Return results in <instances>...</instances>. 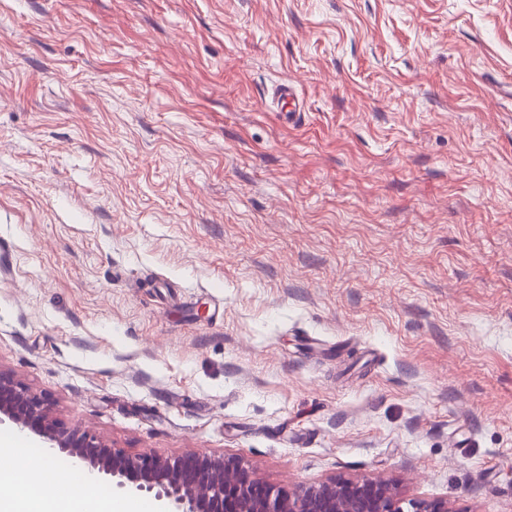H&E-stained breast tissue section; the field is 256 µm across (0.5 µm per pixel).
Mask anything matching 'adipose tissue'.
Instances as JSON below:
<instances>
[{
    "mask_svg": "<svg viewBox=\"0 0 512 512\" xmlns=\"http://www.w3.org/2000/svg\"><path fill=\"white\" fill-rule=\"evenodd\" d=\"M23 453L21 440L0 439V512H143L141 501L93 493L88 475L41 457L19 471Z\"/></svg>",
    "mask_w": 512,
    "mask_h": 512,
    "instance_id": "adipose-tissue-1",
    "label": "adipose tissue"
}]
</instances>
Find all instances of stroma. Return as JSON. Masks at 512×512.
<instances>
[{"instance_id":"stroma-1","label":"stroma","mask_w":512,"mask_h":512,"mask_svg":"<svg viewBox=\"0 0 512 512\" xmlns=\"http://www.w3.org/2000/svg\"><path fill=\"white\" fill-rule=\"evenodd\" d=\"M0 369L131 454L512 512V0H0Z\"/></svg>"}]
</instances>
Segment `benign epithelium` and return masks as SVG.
Returning <instances> with one entry per match:
<instances>
[{"instance_id": "benign-epithelium-1", "label": "benign epithelium", "mask_w": 512, "mask_h": 512, "mask_svg": "<svg viewBox=\"0 0 512 512\" xmlns=\"http://www.w3.org/2000/svg\"><path fill=\"white\" fill-rule=\"evenodd\" d=\"M2 424L31 433L44 447L59 449L117 489L153 495L163 512H457L446 499L407 500L382 476L275 487L223 454L132 455L63 426L43 394L0 370Z\"/></svg>"}]
</instances>
